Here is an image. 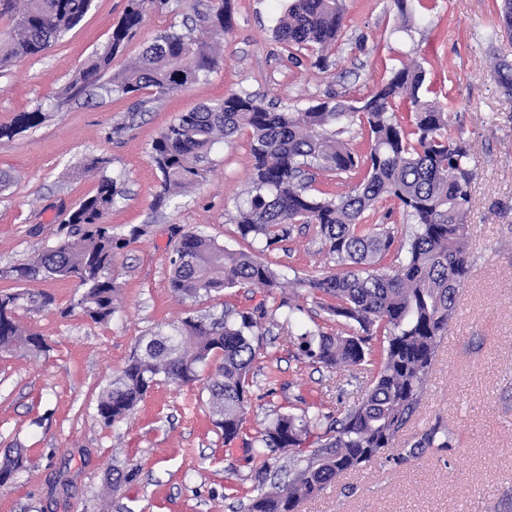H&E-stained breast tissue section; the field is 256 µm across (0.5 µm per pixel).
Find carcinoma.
<instances>
[{"mask_svg":"<svg viewBox=\"0 0 512 512\" xmlns=\"http://www.w3.org/2000/svg\"><path fill=\"white\" fill-rule=\"evenodd\" d=\"M13 30L0 47V66L33 59L91 10V0H18ZM185 31L158 34L123 71L111 90L135 97L152 89L160 98L192 84L223 62L221 45L203 38L229 30L232 0H210ZM144 0H128L106 47L74 73L67 89L97 84L143 28ZM345 25L339 0H292L273 34L285 46L316 53L314 65L329 68ZM425 71L401 63L359 104L328 96L305 107L278 111L248 93H231L182 112L156 137L150 159L161 174L155 205L194 187L206 172L215 144L250 131L252 169L247 198L235 223L242 239L268 250L288 239L296 225L316 230L336 271L294 278L305 295L347 332L303 333L306 350L326 368L362 364L378 345L380 366L367 392L327 426L306 404L301 413H280L257 431L259 458L254 495L242 512H295L298 503L321 493L341 475L393 447L416 413L442 337L455 315L459 288L472 266L467 217L477 164L462 130L448 134L455 113L422 90ZM407 108V116L396 112ZM47 118L42 107L0 124V139L36 127ZM367 138L358 153L351 142ZM346 177L347 189L334 195L314 186L316 175ZM121 178L101 177L95 194L63 220L54 242L7 277L20 285L45 279L71 280L85 288L76 307L96 323L116 312L118 286L112 264L119 251L143 233H112L106 217L121 195ZM389 200L406 230L389 266L382 262L395 243L394 232L369 219L376 204ZM287 275L252 252L230 250L198 230L180 235L170 256L169 288L183 298L209 296L249 285L276 296ZM52 298L27 289L0 293V352L46 349L43 339L20 326L16 310L46 307ZM262 336L251 311L224 308L219 317L188 316L170 331L138 343L120 374L101 393L97 414L110 426L131 414L162 376L182 384L200 380L201 368L221 359L206 380L213 422L232 444L246 422L253 383L252 365ZM454 433L439 425L426 429L410 452L446 451ZM283 454L288 480L278 481Z\"/></svg>","mask_w":512,"mask_h":512,"instance_id":"carcinoma-1","label":"carcinoma"}]
</instances>
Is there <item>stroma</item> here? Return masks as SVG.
I'll use <instances>...</instances> for the list:
<instances>
[{"label": "stroma", "mask_w": 512, "mask_h": 512, "mask_svg": "<svg viewBox=\"0 0 512 512\" xmlns=\"http://www.w3.org/2000/svg\"><path fill=\"white\" fill-rule=\"evenodd\" d=\"M288 3L233 0L231 27L218 38L219 69L161 98L149 89L134 99L118 96L105 77L59 99L107 43L127 0H94L83 20L41 56L0 69V123L38 104L47 112L42 125L0 140V170L14 178L0 191V291L17 290L2 270L51 244L67 212L95 193L100 175H123V194L107 217L113 233L144 229L115 257L118 308L108 323H93L76 309L83 293L76 283H29L54 303L17 312L23 329L43 336L47 352L0 356V462L17 448L25 457L24 468L0 487V512H241L259 466L251 452L256 430L303 399L335 416L362 396L379 355L353 369L313 363L302 333H333L337 325L299 288L283 290L302 307L290 322L259 288L180 299L168 286L178 232L198 228L240 248L233 218L249 189L248 132L217 144L203 182L162 207L154 204L161 175L149 151L178 114L200 103L241 91L280 106L332 94L359 101L407 58L423 66L426 87L457 113L479 161L468 218L474 266L420 407L395 446L302 501L297 512H512V97L503 94L495 71L500 60L512 63V39L485 45V32L500 23L496 0H429L424 7L407 0L406 24L392 0H341L346 23L325 71L314 67L308 51L290 59L273 39ZM146 14L145 26L113 59V71L159 32L196 21L183 0ZM121 124L125 132L114 136ZM99 158L107 159L105 170L93 169ZM264 257L291 278L334 268L310 228L296 229ZM261 305L267 313L251 406L235 442L225 444L214 426L199 383L160 382L129 418L110 427L100 421L98 397L139 337L170 330L188 316ZM437 423L453 430L454 448L402 459L403 449ZM132 464L139 468L136 480L113 487V470Z\"/></svg>", "instance_id": "obj_1"}]
</instances>
